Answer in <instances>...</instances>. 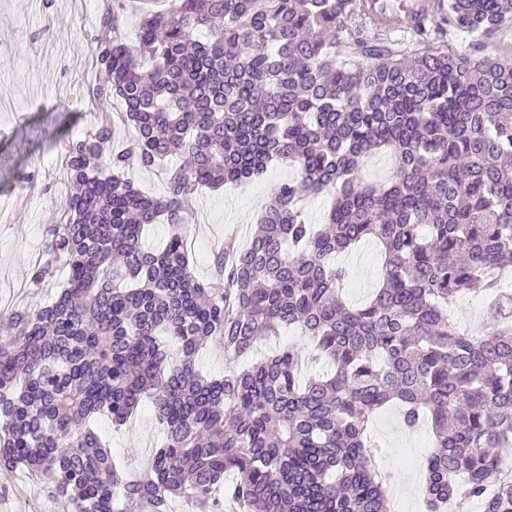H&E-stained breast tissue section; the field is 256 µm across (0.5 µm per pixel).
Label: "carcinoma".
<instances>
[{
  "mask_svg": "<svg viewBox=\"0 0 512 512\" xmlns=\"http://www.w3.org/2000/svg\"><path fill=\"white\" fill-rule=\"evenodd\" d=\"M91 62L106 80L83 136L64 142L67 220L44 225L45 259L29 286L66 277L39 309L0 316V471L24 472L73 512H392L368 426L397 403L427 419L431 512L472 500L512 512V62L485 54L512 0H431L394 38L371 0H172L135 43L124 0H103ZM475 35L462 53L448 40ZM361 61L349 67L340 52ZM134 135L112 149L107 105ZM395 161L388 184L358 171ZM170 158L166 192L128 178ZM297 165L261 209L248 245L227 243L218 277L198 281L183 226L198 187ZM328 194L324 223L300 203ZM167 224L163 245L142 240ZM384 254L382 282L343 301L336 256L365 239ZM462 291L490 298V332L448 316ZM300 329L325 370L305 377L299 346L206 380L198 352L220 340L239 357L282 327ZM152 400L165 438L136 479L89 427L124 424ZM394 162L389 154L377 153L371 156L361 170V178L365 183L381 184L392 178Z\"/></svg>",
  "mask_w": 512,
  "mask_h": 512,
  "instance_id": "cac0c4a2",
  "label": "carcinoma"
}]
</instances>
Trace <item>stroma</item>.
Returning <instances> with one entry per match:
<instances>
[{
	"mask_svg": "<svg viewBox=\"0 0 512 512\" xmlns=\"http://www.w3.org/2000/svg\"><path fill=\"white\" fill-rule=\"evenodd\" d=\"M98 12L99 0H56L50 10L40 0H0V98L20 106L13 113L0 112V300L14 306L34 308L58 293L53 284L30 288L27 277L44 249V225L64 218L61 205L69 189L61 163L64 139L83 135L94 121L88 87L96 78L90 36ZM294 175L292 167L275 163L254 181L218 191L199 189L185 229L188 256L199 279L216 276L214 255L225 243L248 244L261 207ZM341 261L348 270L343 300L365 303L380 277V250L374 241H363ZM304 342L298 332L285 329L260 341L252 356L234 360L213 341L201 352L198 368L203 375L221 377L247 367L252 357ZM92 426L120 467L133 461L146 464L162 437L146 401L122 427H114L104 415L96 416ZM369 430L373 464L389 484L423 475L422 465L433 450L429 431L406 429L394 404L374 414ZM0 486L6 489L0 512H71L67 500L48 498L21 473L0 471Z\"/></svg>",
	"mask_w": 512,
	"mask_h": 512,
	"instance_id": "1",
	"label": "stroma"
}]
</instances>
